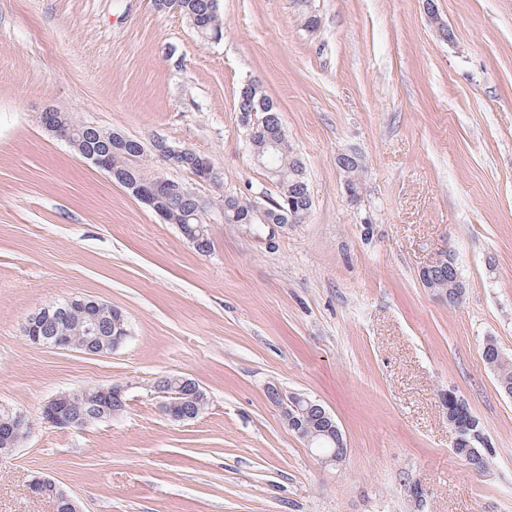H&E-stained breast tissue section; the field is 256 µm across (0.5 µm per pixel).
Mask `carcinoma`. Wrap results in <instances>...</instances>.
<instances>
[{
	"label": "carcinoma",
	"mask_w": 512,
	"mask_h": 512,
	"mask_svg": "<svg viewBox=\"0 0 512 512\" xmlns=\"http://www.w3.org/2000/svg\"><path fill=\"white\" fill-rule=\"evenodd\" d=\"M172 5L178 13L195 23L197 33L203 39H217L223 35V26L218 14L217 0H172ZM237 103L248 111L274 113V103L254 84L242 88L237 98ZM65 124L76 127L81 131L80 141L85 154H104L112 163L113 181H118L117 175L129 168L127 165L128 150L112 143L108 139L107 131L94 128L91 125L77 119L68 112L60 113ZM256 161L266 170L270 180L276 185L278 193L270 198L268 208L271 210V220L276 224H286L289 221V207L297 211V222H302L312 208V196L309 182L303 162L288 144L286 136H280L277 149L267 147L265 139L259 138L251 144ZM364 164L354 158L349 163L348 174L352 177L348 193L355 199L362 194ZM164 208L170 211L172 217L181 223L182 232H187L196 227L193 218L196 209V201L193 198H179L170 200L164 204ZM254 203L244 197H237L226 203L224 209V223L244 224L250 218ZM456 273L448 266L440 267L434 271L420 274L423 283L434 290L443 293L452 287L451 281ZM64 308L66 323L63 326L66 336L71 342V348L82 350L86 344L87 336L85 328L90 322V314H95L100 323L102 335L113 338L119 333V311L105 303L88 308L81 303V297L74 300H63L51 305V308ZM482 359L487 368L496 376L500 391L506 395H512V358L505 354L494 340H489L482 350ZM297 421L315 432L317 440L312 444L321 456H328L336 449V444L323 435L322 423L316 415L307 410L296 415ZM478 456H473L467 445L456 448V456L468 469L482 472L488 466V457L482 448H477Z\"/></svg>",
	"instance_id": "cac0c4a2"
}]
</instances>
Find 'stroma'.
<instances>
[{
  "mask_svg": "<svg viewBox=\"0 0 512 512\" xmlns=\"http://www.w3.org/2000/svg\"><path fill=\"white\" fill-rule=\"evenodd\" d=\"M220 41L153 0H0V407L36 423L0 457V512H512V397L481 358L512 355V0H218ZM318 27L308 31L307 15ZM445 23L450 37H441ZM277 107L313 207L302 223L228 224L201 253L68 144L52 106L207 155L201 195L267 202L236 101ZM366 165L352 199L336 156ZM456 264L455 305L419 273ZM89 296L132 334L111 354L32 344L41 307ZM182 375L209 403L174 422L152 394ZM128 386L122 418L41 425L67 390ZM317 399L348 448L325 466L268 386ZM485 434L478 473L444 404ZM29 488L35 497L51 498L65 510L59 509L56 505V512H80L77 502L48 478L34 476L30 481Z\"/></svg>",
  "mask_w": 512,
  "mask_h": 512,
  "instance_id": "obj_1",
  "label": "stroma"
}]
</instances>
